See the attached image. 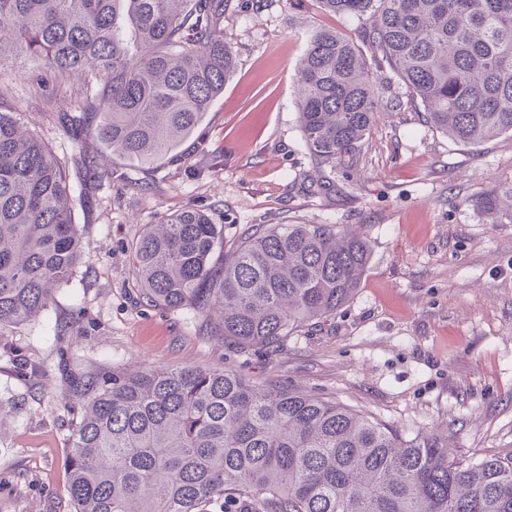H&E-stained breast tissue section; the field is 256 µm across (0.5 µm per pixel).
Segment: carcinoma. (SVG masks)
<instances>
[{
  "mask_svg": "<svg viewBox=\"0 0 512 512\" xmlns=\"http://www.w3.org/2000/svg\"><path fill=\"white\" fill-rule=\"evenodd\" d=\"M358 39L313 28L295 80L302 138L336 168L387 105L389 67L430 122L480 145L512 134V0H318ZM224 0H0L5 61L103 82L88 107L112 153L150 165L204 121L236 67ZM73 190L52 149L0 110V326L38 317L76 272ZM482 211L512 221L490 193ZM224 234L186 208L131 250L143 297L189 307L237 348L273 352L355 294L370 241L338 224H270L212 262ZM74 512H512V461L461 465L336 401L196 366L72 377Z\"/></svg>",
  "mask_w": 512,
  "mask_h": 512,
  "instance_id": "carcinoma-1",
  "label": "carcinoma"
}]
</instances>
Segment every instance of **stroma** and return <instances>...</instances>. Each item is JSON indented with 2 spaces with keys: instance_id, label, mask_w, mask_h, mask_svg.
I'll list each match as a JSON object with an SVG mask.
<instances>
[{
  "instance_id": "1",
  "label": "stroma",
  "mask_w": 512,
  "mask_h": 512,
  "mask_svg": "<svg viewBox=\"0 0 512 512\" xmlns=\"http://www.w3.org/2000/svg\"><path fill=\"white\" fill-rule=\"evenodd\" d=\"M315 26L354 36L359 23L316 0H229L236 69L178 158L150 166L104 148L96 113L75 135L59 125L60 113H83L97 82L0 73V109L67 163L82 241L48 310L0 327V512H73L67 457L82 408L64 392L70 376L97 369L232 368L348 405L407 439L443 435L465 464L512 458V221L491 223L474 206L512 190V135L458 143L379 72L394 107L328 186L311 185L294 80ZM188 207L222 226L228 248L260 224L347 225L370 241V263L335 315L280 351L239 350L212 339L192 309L150 305L132 270L146 225Z\"/></svg>"
}]
</instances>
